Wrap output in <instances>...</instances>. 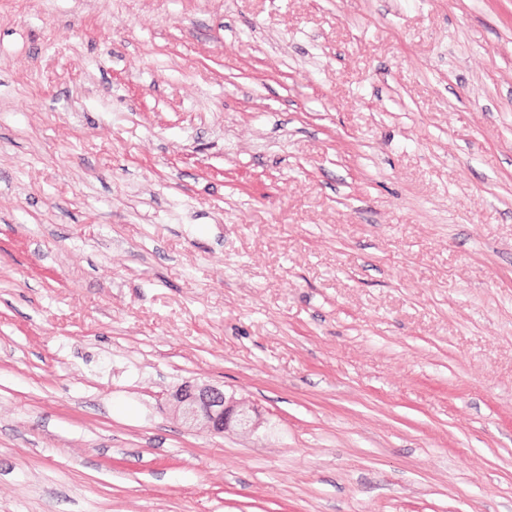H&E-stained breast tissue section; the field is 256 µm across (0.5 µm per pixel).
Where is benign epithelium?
<instances>
[{
	"label": "benign epithelium",
	"instance_id": "benign-epithelium-1",
	"mask_svg": "<svg viewBox=\"0 0 512 512\" xmlns=\"http://www.w3.org/2000/svg\"><path fill=\"white\" fill-rule=\"evenodd\" d=\"M171 404L189 428L202 426L213 434L254 433L263 424L258 411H246L223 389L209 384H182L171 395Z\"/></svg>",
	"mask_w": 512,
	"mask_h": 512
}]
</instances>
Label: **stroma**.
Instances as JSON below:
<instances>
[{"instance_id":"obj_1","label":"stroma","mask_w":512,"mask_h":512,"mask_svg":"<svg viewBox=\"0 0 512 512\" xmlns=\"http://www.w3.org/2000/svg\"><path fill=\"white\" fill-rule=\"evenodd\" d=\"M0 512H512V0H0ZM171 404L189 428L202 426L213 434L254 433L263 424L258 411L251 414L224 389L209 384L185 382L171 395Z\"/></svg>"}]
</instances>
